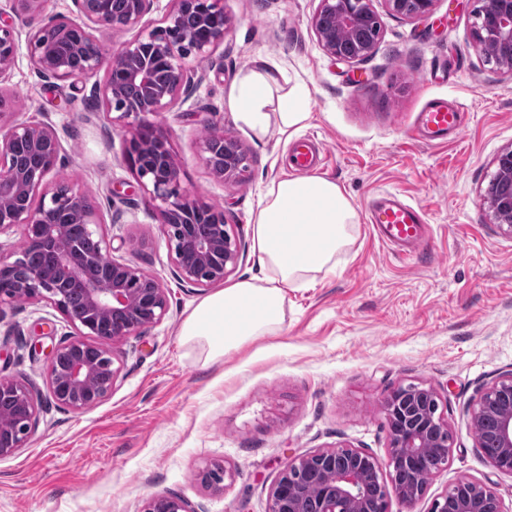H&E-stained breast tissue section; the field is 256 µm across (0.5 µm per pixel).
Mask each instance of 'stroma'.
<instances>
[{
	"label": "stroma",
	"mask_w": 512,
	"mask_h": 512,
	"mask_svg": "<svg viewBox=\"0 0 512 512\" xmlns=\"http://www.w3.org/2000/svg\"><path fill=\"white\" fill-rule=\"evenodd\" d=\"M232 27L211 61L188 60L197 79L183 102L158 117L178 155L184 189L223 210L244 245L229 282L262 276L249 219L274 178L300 175L295 140L277 125L256 136L228 104L255 61H274L309 94L303 128L322 150L319 176L335 181L357 222L336 255V272L288 289L279 334L203 364L180 325L212 287L179 282L156 201L125 160V140L87 82L53 84L19 36L12 69L0 76L12 118L52 125L61 152L52 178L85 185L112 255L170 290L164 319L123 343L111 395L80 413L44 398L23 448L0 458V512H141L160 494L196 512H268L289 460L317 450L361 448L388 456L383 403L395 388L433 387L453 435L447 467L422 498L388 512H431L458 480L494 488L512 512V474L493 469L476 447L469 409L483 388L512 373V233L480 198L494 159L512 144V77L474 48L477 0H436L407 21L374 0L381 36L356 63L329 57L311 19L319 0H223ZM433 97L464 107L459 133L441 143L415 138ZM218 125L247 151L244 179L224 183L206 169L199 140ZM390 191L418 205L431 226L418 255H398L374 238L366 207ZM71 324L50 303L0 307V378L24 377L46 390L48 351ZM220 463L224 486L199 469Z\"/></svg>",
	"instance_id": "35a3bbf8"
}]
</instances>
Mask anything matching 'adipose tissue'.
Masks as SVG:
<instances>
[{
	"mask_svg": "<svg viewBox=\"0 0 512 512\" xmlns=\"http://www.w3.org/2000/svg\"><path fill=\"white\" fill-rule=\"evenodd\" d=\"M275 64L261 62L245 72L229 102L256 135L270 122L280 133L297 132L311 114L307 92L296 86L281 98L277 116L268 112L278 79ZM356 212L335 181L322 176L272 180L251 221L255 248L269 270L264 282L249 278L203 298L180 327L183 343L199 349L205 363L280 330L287 289L306 284L315 273L336 271V255L349 242Z\"/></svg>",
	"mask_w": 512,
	"mask_h": 512,
	"instance_id": "ef3b65f1",
	"label": "adipose tissue"
}]
</instances>
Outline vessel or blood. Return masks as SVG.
<instances>
[{
    "instance_id": "b4317fda",
    "label": "vessel or blood",
    "mask_w": 512,
    "mask_h": 512,
    "mask_svg": "<svg viewBox=\"0 0 512 512\" xmlns=\"http://www.w3.org/2000/svg\"><path fill=\"white\" fill-rule=\"evenodd\" d=\"M462 125V108L439 99L427 102L419 114L418 129L429 141L447 139ZM367 222L383 245L406 255H414L427 241L422 210L389 193L376 199L367 210Z\"/></svg>"
}]
</instances>
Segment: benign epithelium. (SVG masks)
<instances>
[{
    "label": "benign epithelium",
    "instance_id": "benign-epithelium-1",
    "mask_svg": "<svg viewBox=\"0 0 512 512\" xmlns=\"http://www.w3.org/2000/svg\"><path fill=\"white\" fill-rule=\"evenodd\" d=\"M14 20L0 25V76L15 63L18 33L30 28L28 44L40 74L55 81L94 82L91 95L100 99L106 114L114 112L124 133L125 160L135 170L142 189L158 202L162 232L178 280L193 285H214L237 267L242 244L224 212L182 190L180 166L166 133L149 117H158L174 107L193 83L186 59L207 61L224 43L231 21L222 0H172L164 25L141 32L119 49L107 53L93 35L95 31L133 29L148 14L155 0H124L121 12L107 8L105 0H73L80 16L77 23L64 16L34 25L47 0H13ZM373 0H320L311 25L323 51L337 61L354 63L370 56L378 40H361L352 52L344 49L365 21L378 20ZM390 13L416 20L431 14L436 0H385ZM473 29L480 58L494 62L512 77V0H481ZM194 16L198 26L183 27ZM58 32L63 49H48L40 42L46 26ZM134 84L141 99L123 102L120 89ZM10 95L0 91V235L19 233L9 251L0 244V306L18 300L47 301L73 326L75 332L51 347L47 386L58 406L82 412L104 401L121 372L117 346L145 327L163 320L169 310V290L157 278L112 256V238L104 231L88 190L59 178L45 188L46 177L60 152L56 130L42 123H7ZM25 146L50 161L31 170L17 153ZM202 160L219 181H238L245 172V152L238 140L216 126L207 128L200 140ZM496 170L482 194L495 223L512 233V144L501 149ZM215 216L205 235L196 233L197 217ZM96 239L98 253L82 256L74 229ZM42 248L52 257L51 273L27 263V251ZM26 266L24 277L9 278L12 269ZM82 290L86 316L74 319L69 311L68 286ZM13 401L14 414L0 413V457L24 447L37 423L40 394L22 379L0 378V395ZM503 400L492 425L495 448L476 439L477 448L497 471L512 473V373L500 377L481 391L470 408L472 425L484 420L489 408ZM389 428L386 465L368 452L353 447L319 450L296 457L285 466L270 494L268 512H305L304 495L297 475L314 469L322 474L319 512H387L386 480H394L396 464L409 479L395 487L400 500L413 505L425 492L431 475L422 474L420 458L427 448H441L450 457L448 421L439 412V397L432 387L410 384L394 389L384 401ZM202 482L218 488L226 471L218 463L200 471ZM469 496L453 503L454 512H485L488 500L502 512L496 491L470 480ZM142 512H195L182 498L159 495L148 499Z\"/></svg>",
    "mask_w": 512,
    "mask_h": 512
}]
</instances>
